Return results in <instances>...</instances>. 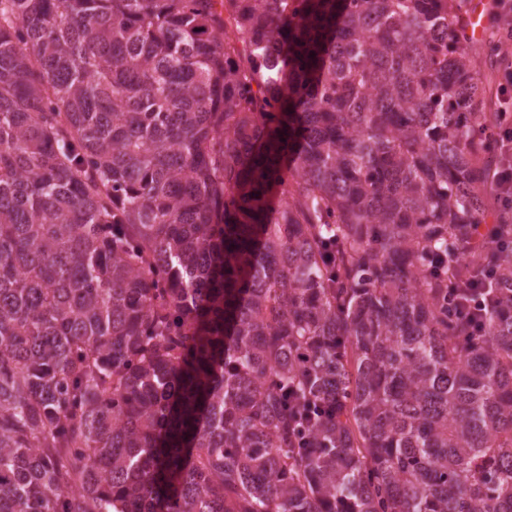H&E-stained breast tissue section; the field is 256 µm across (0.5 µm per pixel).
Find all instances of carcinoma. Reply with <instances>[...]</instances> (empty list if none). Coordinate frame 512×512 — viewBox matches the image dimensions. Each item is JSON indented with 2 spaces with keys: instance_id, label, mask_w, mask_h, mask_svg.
<instances>
[{
  "instance_id": "carcinoma-1",
  "label": "carcinoma",
  "mask_w": 512,
  "mask_h": 512,
  "mask_svg": "<svg viewBox=\"0 0 512 512\" xmlns=\"http://www.w3.org/2000/svg\"><path fill=\"white\" fill-rule=\"evenodd\" d=\"M464 7L0 0V512H512ZM491 278L485 274L484 277L469 281L465 287H457L455 292L457 315L474 322L478 329H481L483 326L481 312L488 309V307H492L500 299L499 294L501 292L512 294V282L498 280L497 286L499 291H496L498 298L494 300L491 294H488L487 298L483 297L484 294L482 293L486 291L482 288V283L490 281Z\"/></svg>"
}]
</instances>
